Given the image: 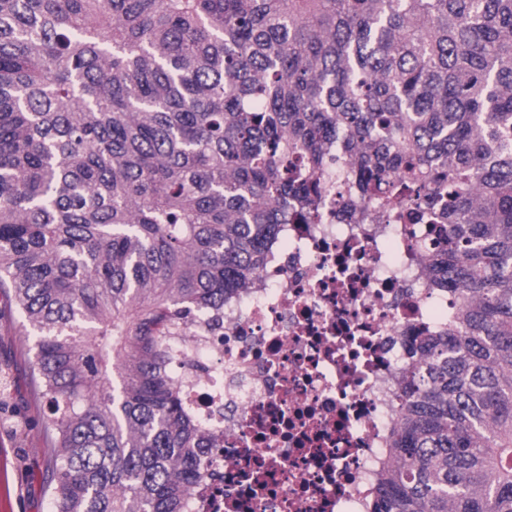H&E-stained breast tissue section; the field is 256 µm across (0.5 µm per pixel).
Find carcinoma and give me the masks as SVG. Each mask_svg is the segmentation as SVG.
<instances>
[{
	"label": "carcinoma",
	"instance_id": "carcinoma-1",
	"mask_svg": "<svg viewBox=\"0 0 512 512\" xmlns=\"http://www.w3.org/2000/svg\"><path fill=\"white\" fill-rule=\"evenodd\" d=\"M439 224L373 512H512V0H0V290L51 512H182L169 376L327 188Z\"/></svg>",
	"mask_w": 512,
	"mask_h": 512
}]
</instances>
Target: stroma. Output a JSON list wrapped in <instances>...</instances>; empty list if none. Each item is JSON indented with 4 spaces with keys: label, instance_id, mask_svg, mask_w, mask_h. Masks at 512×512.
Masks as SVG:
<instances>
[{
    "label": "stroma",
    "instance_id": "1",
    "mask_svg": "<svg viewBox=\"0 0 512 512\" xmlns=\"http://www.w3.org/2000/svg\"><path fill=\"white\" fill-rule=\"evenodd\" d=\"M34 361L32 339L15 305L0 294V414L18 421L17 429L0 432V512H51L49 457L44 401L30 382Z\"/></svg>",
    "mask_w": 512,
    "mask_h": 512
}]
</instances>
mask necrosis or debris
I'll use <instances>...</instances> for the list:
<instances>
[{
  "instance_id": "obj_1",
  "label": "necrosis or debris",
  "mask_w": 512,
  "mask_h": 512,
  "mask_svg": "<svg viewBox=\"0 0 512 512\" xmlns=\"http://www.w3.org/2000/svg\"><path fill=\"white\" fill-rule=\"evenodd\" d=\"M371 216L280 225L223 330L175 337L171 374L213 442L184 512H372L413 344L456 304L426 282L430 225Z\"/></svg>"
}]
</instances>
